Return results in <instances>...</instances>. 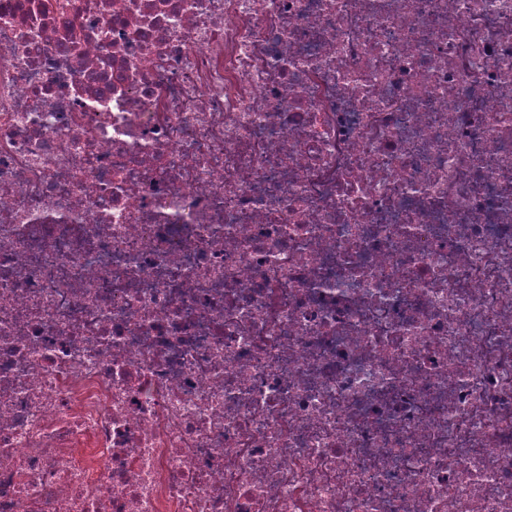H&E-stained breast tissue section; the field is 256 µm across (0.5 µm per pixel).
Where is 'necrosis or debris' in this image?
<instances>
[{
  "label": "necrosis or debris",
  "mask_w": 512,
  "mask_h": 512,
  "mask_svg": "<svg viewBox=\"0 0 512 512\" xmlns=\"http://www.w3.org/2000/svg\"><path fill=\"white\" fill-rule=\"evenodd\" d=\"M0 512H512V0H0Z\"/></svg>",
  "instance_id": "1"
}]
</instances>
